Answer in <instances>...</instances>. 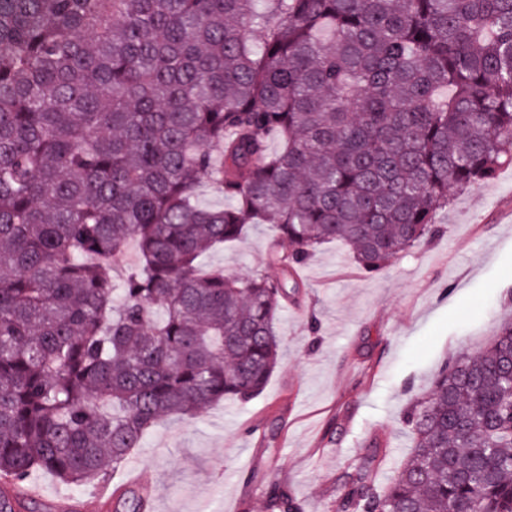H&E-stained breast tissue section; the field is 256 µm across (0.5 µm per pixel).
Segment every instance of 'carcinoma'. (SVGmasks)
Listing matches in <instances>:
<instances>
[{
	"mask_svg": "<svg viewBox=\"0 0 512 512\" xmlns=\"http://www.w3.org/2000/svg\"><path fill=\"white\" fill-rule=\"evenodd\" d=\"M511 165L512 0H0V476L90 485L260 396L320 245L377 274ZM257 224L277 276L201 270ZM403 422L397 474L364 453L336 512H512V323ZM265 512L301 507L274 478Z\"/></svg>",
	"mask_w": 512,
	"mask_h": 512,
	"instance_id": "1",
	"label": "carcinoma"
}]
</instances>
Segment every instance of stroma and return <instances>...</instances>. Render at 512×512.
I'll use <instances>...</instances> for the list:
<instances>
[{
    "label": "stroma",
    "instance_id": "1",
    "mask_svg": "<svg viewBox=\"0 0 512 512\" xmlns=\"http://www.w3.org/2000/svg\"><path fill=\"white\" fill-rule=\"evenodd\" d=\"M437 221L439 237L375 275L341 244L318 248L301 268L306 290L281 313V364L263 394L161 421L132 451L153 489L152 512H265L272 478L303 512H336L349 463L375 444L386 455L378 477L390 478L409 449V398L428 390L447 359L484 351L512 320V166L456 191ZM271 235L270 225L252 227L205 265L236 275L265 270ZM250 419L260 436L245 430ZM33 478L42 496L27 501L28 512H57L59 480L45 471ZM64 489L70 512H132L131 503L101 497L100 486Z\"/></svg>",
    "mask_w": 512,
    "mask_h": 512
}]
</instances>
